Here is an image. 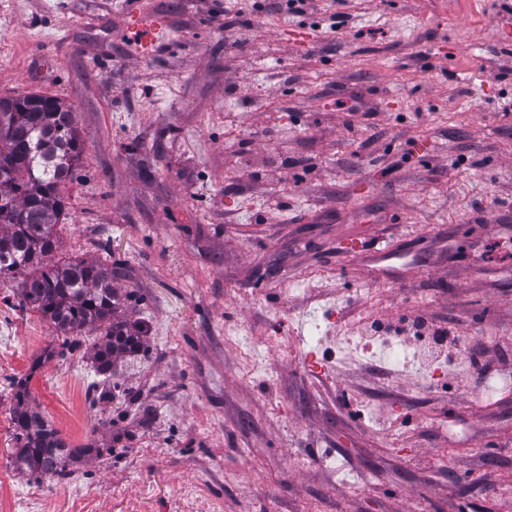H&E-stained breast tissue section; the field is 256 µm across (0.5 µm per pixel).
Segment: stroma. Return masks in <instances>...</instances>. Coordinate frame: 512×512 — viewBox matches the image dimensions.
Instances as JSON below:
<instances>
[{"label": "stroma", "mask_w": 512, "mask_h": 512, "mask_svg": "<svg viewBox=\"0 0 512 512\" xmlns=\"http://www.w3.org/2000/svg\"><path fill=\"white\" fill-rule=\"evenodd\" d=\"M226 4L0 0V95L58 97L83 143L60 253L123 264L115 316L142 328L107 379L94 336L64 351L0 284L17 512L90 488L117 512L116 487L145 512H503L511 372L461 355L455 391L415 360L387 372L324 350L361 346L348 325L364 316L428 313L490 354L512 338V253L494 247L512 240V0H354L336 33L273 0L226 31ZM131 8L166 15L174 49L141 59ZM276 152L299 167L253 188ZM23 379L85 450L70 480L13 463Z\"/></svg>", "instance_id": "stroma-1"}]
</instances>
